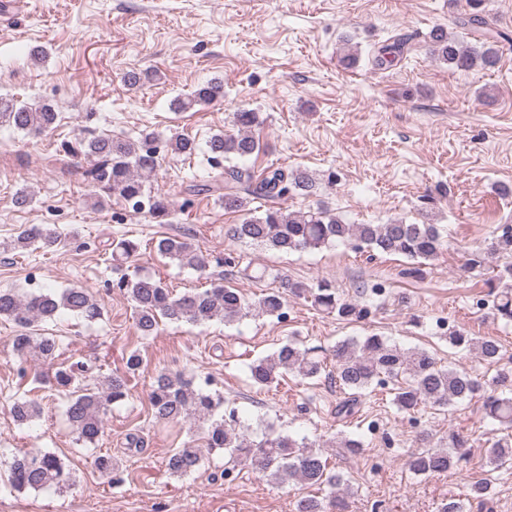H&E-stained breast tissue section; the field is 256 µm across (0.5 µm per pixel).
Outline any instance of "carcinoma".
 Instances as JSON below:
<instances>
[{
  "label": "carcinoma",
  "mask_w": 512,
  "mask_h": 512,
  "mask_svg": "<svg viewBox=\"0 0 512 512\" xmlns=\"http://www.w3.org/2000/svg\"><path fill=\"white\" fill-rule=\"evenodd\" d=\"M408 39L399 37L373 55L372 62L381 66L395 60L407 50ZM429 53L449 67L469 71L495 66L499 57L491 46H472L458 34L437 27L429 34ZM224 97V83L211 80L198 86L192 93L175 100V109L187 111L200 104H209ZM57 120V112L50 104H29L14 98L0 97V125H8L28 134H41ZM238 133L220 132L206 141L214 175L202 184L189 185L194 195H216L224 209L243 213L241 223L233 228L234 238L283 252L312 251L337 243H349L358 250L367 249L382 255L403 256L418 263L409 274L419 273V267L434 260L442 246L435 224H407L393 221L389 224H347L330 210L320 206L308 210H289L272 206L260 216L249 215L248 200L239 192V186L248 185L247 194L266 197L272 201L288 196H309L316 192L315 174L306 168H269L260 176L234 164L250 157L258 149L253 129L260 125L259 113L244 110L235 113ZM73 157L91 159L83 171L84 179L99 192L98 199L116 197L125 203L145 205V213L160 224L167 222L170 205L167 199L148 186L158 166L160 150L186 159L198 149L196 140L176 134L159 141L152 132L130 140L108 133L80 137L75 144L65 145ZM61 234L40 226L26 227L6 243L3 249L35 251L52 249L61 244ZM155 250L162 256L198 269L209 264V254L198 244L178 237H161ZM139 251V243L122 238L112 241V260L123 262ZM490 251L512 256V228L492 238ZM494 295L492 315L505 323H512V264L504 266L497 280L487 283ZM112 289L127 296L133 303L135 327L142 337H149L159 323L184 322L205 325L213 321L231 322L254 310L270 317H280L286 295L292 294L311 301L327 315L339 318H360L364 310L343 299L331 283L320 280L312 284L285 281L279 288L261 294L251 302L234 288L216 284L201 291L175 297L167 286L151 275L124 274L112 281ZM69 313L89 323L101 319L102 309L92 293L79 286L60 292L47 290L39 294H22L14 289L0 290V317L11 320L17 327L12 339V352L19 359L35 356L52 366L57 358L56 337L38 332L40 322L54 320ZM448 343L454 348L475 351L482 359L495 363L501 356V346L494 338L476 340L463 330L448 334ZM325 350L320 346L301 347L288 341L273 353L260 357L248 365L249 376L259 388L271 386L281 376L291 372L303 379H315L326 372ZM336 371L331 378L349 396L336 406V415L355 414L358 396L373 384L396 385L393 405L400 412L411 413L420 405L445 407L471 400L491 385H502L507 376L500 374L492 382H485L466 371L444 368L427 351L405 349L381 336L345 339L332 349ZM143 364L138 350L129 352L125 372L114 373L101 383H89L87 374L92 367L86 363L78 367H58L47 380L50 388L65 400V415L83 445L98 442L111 407L125 402L130 394L129 375ZM154 418L160 422L180 419L193 421L203 430L207 448L222 450L236 464L249 462L260 473L278 484L298 480L309 485H328L334 489L328 501L304 497L297 503V512H335L345 504V492L339 491L340 476L329 471L327 459L318 449L273 429L258 441L240 427L235 410L224 412V396L217 390L195 387L180 374L159 375L150 392ZM485 418L506 434L496 436L488 451V470L469 484L466 500L450 501L440 512H467L465 501L485 506V494L492 483L493 473L512 464V395L489 394L484 398ZM42 406L27 395L17 397L11 405V414L20 424L40 416ZM468 440L458 433L448 438L446 448H428L408 459V468L415 475H432L463 467L468 462ZM199 448L192 442L175 449L166 459L167 469L180 476L194 472L200 464ZM71 479L69 469L54 453L37 451L15 456L9 464L6 487L15 492L27 490L60 489Z\"/></svg>",
  "instance_id": "obj_1"
}]
</instances>
